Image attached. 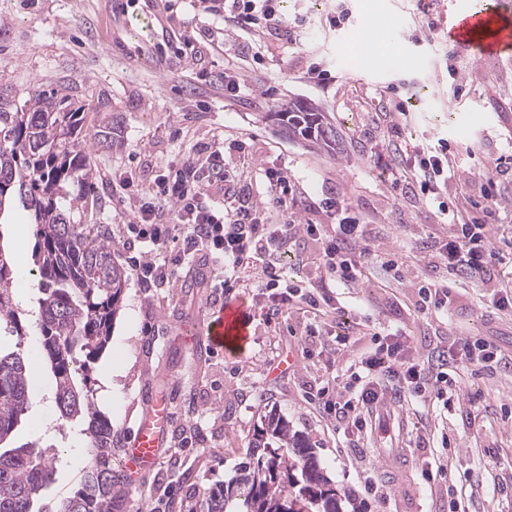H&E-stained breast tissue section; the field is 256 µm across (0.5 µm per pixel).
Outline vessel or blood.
Returning <instances> with one entry per match:
<instances>
[{
    "instance_id": "b4317fda",
    "label": "vessel or blood",
    "mask_w": 512,
    "mask_h": 512,
    "mask_svg": "<svg viewBox=\"0 0 512 512\" xmlns=\"http://www.w3.org/2000/svg\"><path fill=\"white\" fill-rule=\"evenodd\" d=\"M496 21V14L478 0L466 13L449 21L448 40L469 46L474 56L479 58L499 54L512 47V25L506 23L499 31H488V24ZM249 324L250 314L245 306L229 303L210 309L194 332L201 335L209 346L220 348L224 345L225 335L247 336ZM172 421L173 413L168 401L150 399L124 453V467L129 473L138 474L156 465Z\"/></svg>"
}]
</instances>
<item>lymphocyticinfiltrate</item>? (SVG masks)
Masks as SVG:
<instances>
[{
    "label": "lymphocytic infiltrate",
    "mask_w": 512,
    "mask_h": 512,
    "mask_svg": "<svg viewBox=\"0 0 512 512\" xmlns=\"http://www.w3.org/2000/svg\"><path fill=\"white\" fill-rule=\"evenodd\" d=\"M224 20L246 33L280 26L274 0H224ZM197 173L195 165L185 163L162 176L154 195L140 204L136 222L129 227L133 236L131 262L144 286L172 284L180 270L200 256L215 260L217 281L223 288L232 287L241 268L249 266L258 272L253 299L272 318L296 303L323 310L333 302V285L363 277L370 255L364 227L345 215L331 235L323 236L325 263L319 287L307 289L282 278L279 258L289 241L298 233L316 236L320 230L314 224H296L291 213V189L281 171L260 168L266 193L254 195L240 206L219 208L200 200ZM453 177L448 150L443 147L402 167L398 180L403 189L421 194L448 216L452 225L445 244L449 271L494 282L496 309L511 310L512 285L495 275L504 258L493 246L490 229L500 202L496 196H487L482 215L476 219L449 211L444 193ZM378 343L377 353L350 365L334 400H326V388L317 390L325 399L326 414L334 417L337 430L344 435L366 432L371 414L407 397L442 398L448 370L457 363L481 365L499 358L490 342L476 337L455 339L447 351L425 361L411 357L412 343L401 331L383 334Z\"/></svg>",
    "instance_id": "obj_1"
}]
</instances>
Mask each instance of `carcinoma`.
Segmentation results:
<instances>
[{"instance_id": "cac0c4a2", "label": "carcinoma", "mask_w": 512, "mask_h": 512, "mask_svg": "<svg viewBox=\"0 0 512 512\" xmlns=\"http://www.w3.org/2000/svg\"><path fill=\"white\" fill-rule=\"evenodd\" d=\"M290 140L336 156L341 136L319 107L301 100L274 113ZM85 106L57 89L34 90L21 103L0 88V215L21 204L36 225L34 264L39 273L40 355L55 380L59 419L79 421L89 442L81 488L58 512H119L125 474L112 468V423L95 408L89 363L109 340L128 275L112 256L106 237L94 238L72 213L81 198L67 191L89 181L90 143L81 136ZM93 139L117 144L112 116L101 113ZM12 270L0 246V324L14 336L30 335L25 314L13 301ZM29 359L21 349L0 350V512L34 510L55 478L59 456L52 446L11 447L13 430L29 406ZM255 452L231 484L210 492L208 512H340L336 487L305 440L283 418L255 430Z\"/></svg>"}]
</instances>
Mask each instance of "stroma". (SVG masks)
<instances>
[{"instance_id":"1","label":"stroma","mask_w":512,"mask_h":512,"mask_svg":"<svg viewBox=\"0 0 512 512\" xmlns=\"http://www.w3.org/2000/svg\"><path fill=\"white\" fill-rule=\"evenodd\" d=\"M472 0H278L290 37L252 32L226 35L224 12L212 0H127L115 13L110 0H0V86L19 98L36 89L64 88L87 106L86 130L100 113L112 115L119 147H94V233L110 232L112 253L128 264L126 226L157 177L191 159L205 165L209 149L224 150L227 182L204 178V202L225 196L246 202L256 169H280L292 189L297 222L331 235L337 217L324 200H341L363 224L377 263L357 283L335 288L334 311L315 315L294 305L273 322L254 316L241 352L185 345L182 325L203 319L217 295L211 266L198 260L171 286L145 288L128 278L106 348L91 362L96 408L117 435L113 467L157 394L168 399L173 422L157 465L130 482L124 512H206L210 490L227 484L249 455L266 416L287 419L312 447L341 498L342 512H512V367H458L451 408L428 398L404 404L370 433L344 437L313 396L354 358L375 349L379 326L396 325L427 357L454 339L475 336L512 357V313L492 306L481 282L452 275L441 253L451 231L425 198L395 189L393 144L414 160L447 139L455 176L448 207L469 212L484 192L502 201L491 234L512 253V177L487 180L492 158L512 148V52L478 59L449 45L448 19ZM347 9L348 20H329ZM433 28L416 38L414 25ZM378 24L388 47L366 59L351 50L360 33ZM192 42L196 55L182 54ZM241 81L270 88L269 96L224 93V69ZM326 71L323 79L312 69ZM298 99L320 105L342 137L332 157L277 133L270 115ZM34 226L22 207L0 219V246L16 254L14 301L30 310L39 296L33 278ZM395 259L394 270L380 259ZM291 282L318 283L320 242L297 235L280 265ZM448 285L457 299L450 318L415 313L416 278ZM424 449H416L417 436ZM13 446L55 445L60 462L41 504L56 512L79 487L88 442L62 425L53 377L37 365L29 409ZM437 461L444 476L427 484L421 468ZM387 491L386 503L365 493L366 481Z\"/></svg>"}]
</instances>
